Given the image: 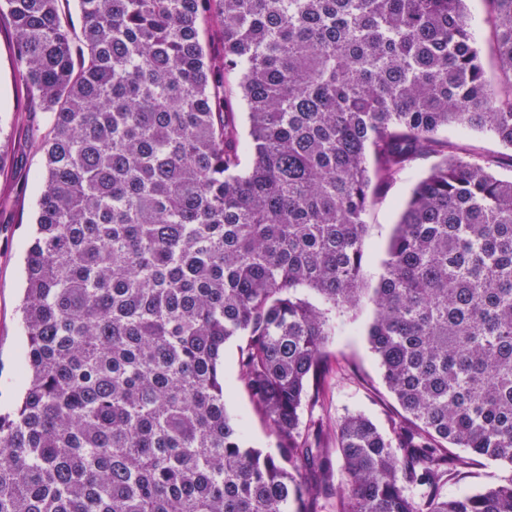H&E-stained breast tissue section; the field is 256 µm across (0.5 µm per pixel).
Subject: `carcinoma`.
I'll return each instance as SVG.
<instances>
[{"mask_svg": "<svg viewBox=\"0 0 512 512\" xmlns=\"http://www.w3.org/2000/svg\"><path fill=\"white\" fill-rule=\"evenodd\" d=\"M59 2L0 0L50 119L0 512H322L328 433L301 412L365 302L401 411L336 424L330 512H512V475L447 493L473 458L512 467V0H488L498 89L465 0H77L78 29ZM426 156L367 288L364 217ZM235 336L276 456L227 412ZM442 135L463 144L474 155L496 156L501 152H506L494 138L486 133L467 131L462 135L459 129L452 128Z\"/></svg>", "mask_w": 512, "mask_h": 512, "instance_id": "cac0c4a2", "label": "carcinoma"}]
</instances>
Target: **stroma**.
Returning a JSON list of instances; mask_svg holds the SVG:
<instances>
[{
	"label": "stroma",
	"mask_w": 512,
	"mask_h": 512,
	"mask_svg": "<svg viewBox=\"0 0 512 512\" xmlns=\"http://www.w3.org/2000/svg\"><path fill=\"white\" fill-rule=\"evenodd\" d=\"M469 24L478 42L489 85H498L500 66L493 53V32L487 22L486 0H467ZM47 130L46 115L29 105L20 90L13 56V37L8 21L0 22V150L6 164L0 170V410H11L22 390L18 377L25 330L19 304L24 284V252L37 212L39 188L44 172L37 139ZM433 163L423 157L381 194L365 216L363 277L376 284L394 227L416 181ZM372 319L370 306L357 312L354 332L333 337L326 347L328 371L325 396L314 408L304 409L302 424L320 422L328 427L346 415L362 413L379 427L398 406L388 392L379 371L378 360L370 349L366 331ZM239 338L224 345V373L234 378L227 392L228 411L244 425L248 442L269 453H276V440L269 424L253 409L249 394L237 381ZM512 475V468L488 459L472 460L465 477L450 484L449 492H476L494 486Z\"/></svg>",
	"instance_id": "1"
}]
</instances>
